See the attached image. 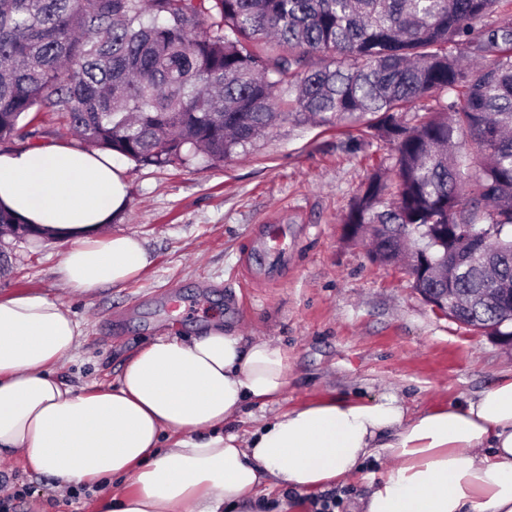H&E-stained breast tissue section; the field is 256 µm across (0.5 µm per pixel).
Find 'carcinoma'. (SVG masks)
<instances>
[{
    "instance_id": "cac0c4a2",
    "label": "carcinoma",
    "mask_w": 512,
    "mask_h": 512,
    "mask_svg": "<svg viewBox=\"0 0 512 512\" xmlns=\"http://www.w3.org/2000/svg\"><path fill=\"white\" fill-rule=\"evenodd\" d=\"M500 0H0V142L44 134L156 167L232 158L279 122L360 123L391 145L341 223L453 319L512 329V16ZM414 113V123L403 114ZM468 139L474 165L453 148Z\"/></svg>"
}]
</instances>
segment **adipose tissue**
<instances>
[{"mask_svg":"<svg viewBox=\"0 0 512 512\" xmlns=\"http://www.w3.org/2000/svg\"><path fill=\"white\" fill-rule=\"evenodd\" d=\"M127 205L107 151L48 145L0 153V207L65 236L66 288L120 286L151 263L133 234L104 225ZM82 330L67 306L36 294L0 298V456L69 488L131 479L108 512H243L262 486L321 490L368 458L390 466L363 512H512V378L463 403L407 414L396 394L331 397L277 414L241 437L224 433L249 402L288 383V352L213 325L160 336L116 383L68 385L53 368Z\"/></svg>","mask_w":512,"mask_h":512,"instance_id":"ef3b65f1","label":"adipose tissue"}]
</instances>
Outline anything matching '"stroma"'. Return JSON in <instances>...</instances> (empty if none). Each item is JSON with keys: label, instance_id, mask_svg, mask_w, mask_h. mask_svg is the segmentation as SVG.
Instances as JSON below:
<instances>
[{"label": "stroma", "instance_id": "stroma-1", "mask_svg": "<svg viewBox=\"0 0 512 512\" xmlns=\"http://www.w3.org/2000/svg\"><path fill=\"white\" fill-rule=\"evenodd\" d=\"M389 144L361 127L284 121L231 160L139 165L118 157L128 204L106 230L140 237L153 262L121 286L67 292L65 240L0 239V295L62 300L83 334L62 380L117 381L124 363L159 336L191 338L220 321L244 341L288 351V387L270 405L246 404L224 429L248 435L263 420L330 397L396 394L409 413L450 405L512 376V347L435 313L400 269L374 263L340 222ZM379 462L336 486V512H357ZM0 481L27 487L16 512H101L124 491L114 479L71 498L54 477L0 462Z\"/></svg>", "mask_w": 512, "mask_h": 512}]
</instances>
